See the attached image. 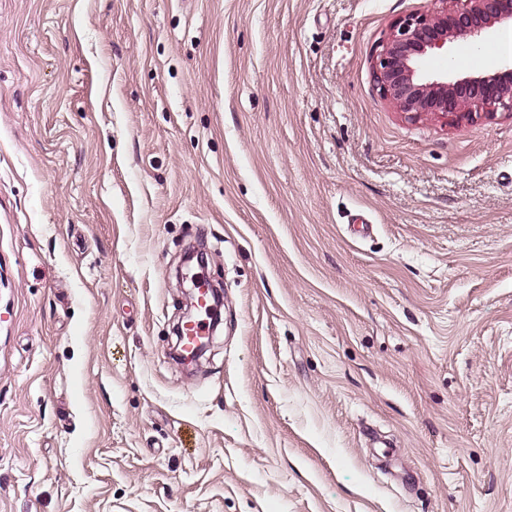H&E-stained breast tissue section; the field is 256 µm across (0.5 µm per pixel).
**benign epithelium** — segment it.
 Segmentation results:
<instances>
[{"label": "benign epithelium", "mask_w": 512, "mask_h": 512, "mask_svg": "<svg viewBox=\"0 0 512 512\" xmlns=\"http://www.w3.org/2000/svg\"><path fill=\"white\" fill-rule=\"evenodd\" d=\"M440 7L400 20L376 48L380 95L409 118L437 114L453 121L512 116V61L480 74L429 80L420 64L430 51L485 43L496 27L512 26V0H435Z\"/></svg>", "instance_id": "7a95c632"}]
</instances>
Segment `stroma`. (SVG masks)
<instances>
[{
	"label": "stroma",
	"mask_w": 512,
	"mask_h": 512,
	"mask_svg": "<svg viewBox=\"0 0 512 512\" xmlns=\"http://www.w3.org/2000/svg\"><path fill=\"white\" fill-rule=\"evenodd\" d=\"M432 7L0 0V512H512V117L373 81Z\"/></svg>",
	"instance_id": "stroma-1"
}]
</instances>
